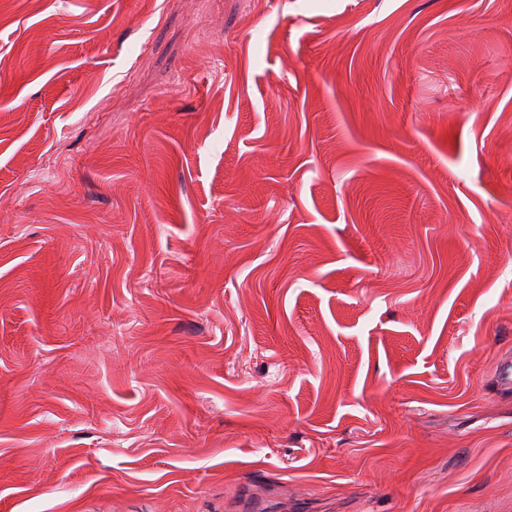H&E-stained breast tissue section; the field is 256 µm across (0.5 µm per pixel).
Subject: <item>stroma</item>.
Masks as SVG:
<instances>
[{"instance_id":"obj_1","label":"stroma","mask_w":512,"mask_h":512,"mask_svg":"<svg viewBox=\"0 0 512 512\" xmlns=\"http://www.w3.org/2000/svg\"><path fill=\"white\" fill-rule=\"evenodd\" d=\"M512 0H0V512H512Z\"/></svg>"}]
</instances>
